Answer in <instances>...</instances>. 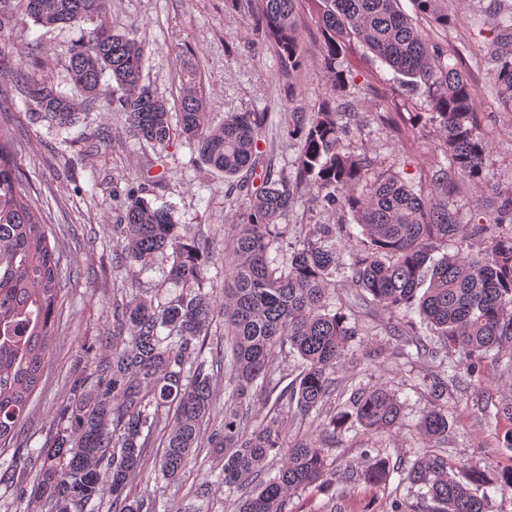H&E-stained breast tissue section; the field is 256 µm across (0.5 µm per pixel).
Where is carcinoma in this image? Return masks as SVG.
<instances>
[{
	"label": "carcinoma",
	"instance_id": "obj_1",
	"mask_svg": "<svg viewBox=\"0 0 512 512\" xmlns=\"http://www.w3.org/2000/svg\"><path fill=\"white\" fill-rule=\"evenodd\" d=\"M105 0H0V32L26 16L46 28L69 27L80 38L58 56L75 93L67 94L19 62L11 74L21 83L31 114L59 129L101 106L104 77L116 84L117 102L129 132L165 146L174 130L201 161L232 177L258 173L260 185L246 188L237 220L228 225L224 253L213 241L175 222L170 209L154 208L130 194L112 242L123 261L147 265L162 254L168 277L182 292L156 305L133 287L121 290L112 311L116 329L101 339L112 357L95 362L94 388L74 381L63 407L72 426L31 453L14 452L0 464V485H9L29 505L51 512H87L94 500L112 495L108 512H158L159 498L130 496L150 459L152 438L162 442L159 472L178 480L205 448L224 456L214 483L236 492L233 512H288L291 495L331 490L339 476L327 463L328 444L354 428L370 434L397 425L402 403L384 386L360 388L343 410L331 409L334 374L361 345L359 325L347 307L336 306V277L359 288L384 310L417 307L421 324L437 334L458 359L451 378L481 375L488 364L512 359V196L502 199L492 220L495 232L484 253L434 256L442 243L464 239L469 225L458 221L449 196L448 168L440 165L425 187L395 173L372 172L367 155L346 150L356 131L341 120L336 96L349 72L339 58L357 39L402 76L409 92H423L443 131L440 151L459 177L474 184L491 180L490 146L480 128L468 78L447 52L429 42L403 14L397 0H314L322 38L328 93L311 112L301 111L294 73L302 66L295 14L305 0H230L249 15L275 48L278 70L288 82L293 109L285 136L298 143L295 178L275 173L262 161L258 129L263 112H232L214 125L205 112L198 72L183 73L177 124L167 101L143 83L145 48L135 36L102 22ZM419 14L448 26L447 0H415ZM497 38L484 46L495 64V87L512 110V14L490 0ZM11 137L0 130V454L11 447L38 389L55 326L64 282L71 274L36 193L22 187ZM317 190L323 208L352 217L361 228L321 224L288 258L275 263L288 238L279 223L295 201V190ZM352 242L348 257L336 240ZM224 275L222 298L207 288L210 266ZM224 319V335L212 324ZM289 352L301 371L284 400L296 404L288 416L273 408L260 417L255 399L273 393L280 359ZM224 378V412L218 415L215 382ZM324 416L319 429L293 433L298 420ZM448 433V417L435 406L416 426L425 451L407 468L419 487L416 502L393 498L387 512H493L486 488L512 494V470L491 479L464 461L451 462L437 449ZM358 477L386 486L397 467L374 448L361 449Z\"/></svg>",
	"mask_w": 512,
	"mask_h": 512
}]
</instances>
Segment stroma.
Listing matches in <instances>:
<instances>
[{
  "label": "stroma",
  "mask_w": 512,
  "mask_h": 512,
  "mask_svg": "<svg viewBox=\"0 0 512 512\" xmlns=\"http://www.w3.org/2000/svg\"><path fill=\"white\" fill-rule=\"evenodd\" d=\"M489 0H448V27L433 25L416 14L411 0L401 9L413 15L416 26L430 42L446 50L449 63H461L467 72L490 151L486 165L493 178L476 186L457 180L455 206L463 223L487 219L503 196L512 195V112L504 110L495 93L492 66L482 48L497 34L486 7ZM316 6L306 4L297 18L303 65L292 80L281 77L272 44L252 18L236 13L229 0H107L103 18L113 30L133 33L146 49V84L178 110L182 95L181 71L191 64L201 76L206 112L220 124L228 112H263L267 119L258 131L265 161L285 175H293L298 146L283 127L289 117L288 91L300 92L307 106L324 95L322 36L314 22ZM77 30L45 28L25 18L0 35V53L11 58H41L43 72L55 85L71 90L66 70L49 55L50 48L78 39ZM343 65L353 81L343 100L345 120L356 128L350 151L367 154L380 172H392L404 181L427 184L443 163L439 134L429 116L424 96L404 98L400 79L358 41L344 49ZM0 91L11 108L0 114V129L12 137L26 181L48 204L46 210L60 247L68 255L75 276L67 282L57 313L53 352L40 387L13 440L17 448H39L57 430L69 424L61 407L72 393L75 379L89 373L87 349L106 357L100 337L112 333V300L116 289L133 286L153 302L177 292L168 277L170 265L154 259L147 266L118 264L112 226L122 212L130 189L155 207H167L176 223L191 224L216 242L224 240V226L234 218L239 194L236 179L208 168L180 136L166 146H154L126 131L116 107L80 114L76 123L58 130L33 120L29 103L12 75L0 76ZM317 193L302 186L293 207L284 216L288 243L312 233L319 224H338L340 213L324 211ZM337 293L353 306L365 340H381L384 353L368 364L349 362L336 374L335 404L348 401L353 384L384 385L396 390L403 404L402 426L393 433L368 440L358 430L339 435L328 452V462L343 480L335 495L297 494L288 512H324L336 503L341 512H385L392 497H406L400 474H392L386 489L353 479L352 468L367 442L381 453L414 459L420 443L414 436L423 410L440 405L448 415V438L441 450L449 458L469 462L488 475L512 470V448L502 438L512 419L499 409L512 402V370L499 367L484 375L454 384L448 380L445 351L437 336L421 329L425 346L407 356L401 334L417 321L413 310L383 312L370 295L340 283ZM219 455L206 463L189 464L181 484L163 487L153 467H145L133 496L161 494L165 512H183L189 489L204 484L220 469Z\"/></svg>",
  "instance_id": "obj_1"
}]
</instances>
